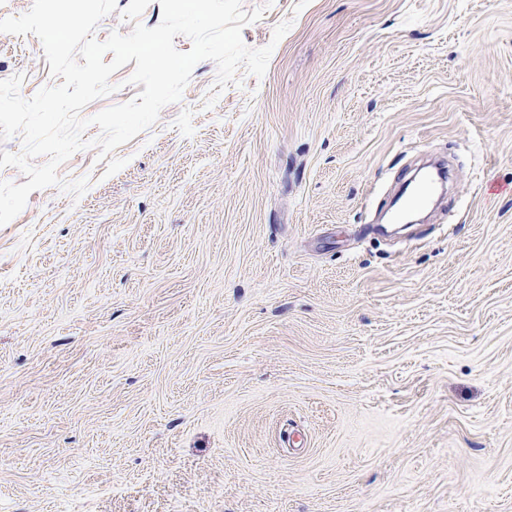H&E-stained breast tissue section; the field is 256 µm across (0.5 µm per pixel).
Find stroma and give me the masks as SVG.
Returning <instances> with one entry per match:
<instances>
[{"instance_id": "obj_1", "label": "stroma", "mask_w": 512, "mask_h": 512, "mask_svg": "<svg viewBox=\"0 0 512 512\" xmlns=\"http://www.w3.org/2000/svg\"><path fill=\"white\" fill-rule=\"evenodd\" d=\"M260 6L263 78L198 63L0 226V512H512V0Z\"/></svg>"}]
</instances>
